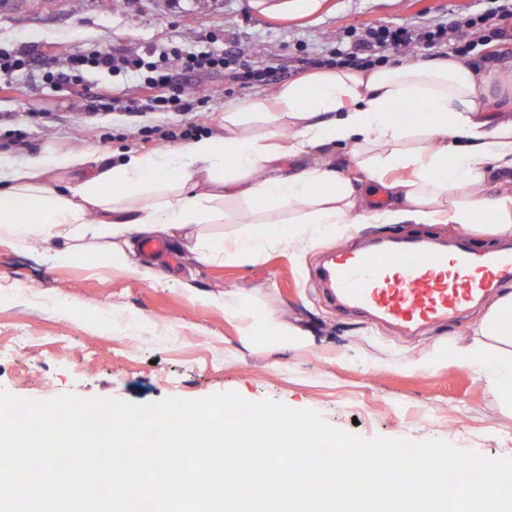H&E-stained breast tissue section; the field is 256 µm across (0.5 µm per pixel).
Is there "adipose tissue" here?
<instances>
[{
  "label": "adipose tissue",
  "mask_w": 512,
  "mask_h": 512,
  "mask_svg": "<svg viewBox=\"0 0 512 512\" xmlns=\"http://www.w3.org/2000/svg\"><path fill=\"white\" fill-rule=\"evenodd\" d=\"M493 74L456 55L437 64L336 69L314 73L224 109V134L201 136L177 149L127 153L96 167L92 151L49 150L23 161L0 152V239L39 242L64 260L79 241L106 240L119 266L150 272L133 245L140 238L181 234L186 248L212 261L226 254L255 260L280 244L332 236L349 224H452L474 235H512V192H495L496 175L512 173V118L483 120ZM278 113L284 146L244 136L242 127ZM326 144L347 148L366 174L359 191L330 163L280 175L286 154ZM90 170L89 178L52 186L54 173ZM121 188L113 196L112 188ZM381 191L388 206L368 205ZM241 197L287 208L284 225H263L228 242L205 241L193 225L225 218L224 200ZM462 365H484L490 391L512 401V291L502 292L456 345Z\"/></svg>",
  "instance_id": "1"
}]
</instances>
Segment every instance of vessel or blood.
<instances>
[{
	"mask_svg": "<svg viewBox=\"0 0 512 512\" xmlns=\"http://www.w3.org/2000/svg\"><path fill=\"white\" fill-rule=\"evenodd\" d=\"M512 279V249L478 253L420 243L336 252L322 280L339 307L371 313L408 332L464 315Z\"/></svg>",
	"mask_w": 512,
	"mask_h": 512,
	"instance_id": "b4317fda",
	"label": "vessel or blood"
}]
</instances>
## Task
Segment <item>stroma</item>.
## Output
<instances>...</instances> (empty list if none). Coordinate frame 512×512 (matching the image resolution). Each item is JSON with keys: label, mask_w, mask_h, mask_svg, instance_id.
I'll return each mask as SVG.
<instances>
[{"label": "stroma", "mask_w": 512, "mask_h": 512, "mask_svg": "<svg viewBox=\"0 0 512 512\" xmlns=\"http://www.w3.org/2000/svg\"><path fill=\"white\" fill-rule=\"evenodd\" d=\"M283 0H0V48L32 54L31 69L0 86V150L21 158L47 147L84 148L101 164L129 152L164 148L149 128L183 121L201 134L223 136L231 102L274 94L280 85L313 72L353 33L372 26L426 27L475 16L487 0H322L311 14L284 13ZM171 45L189 52L226 51L238 68L267 67L269 81L246 85L230 70L186 74L175 83L197 86L191 114L155 111L134 73H91L77 85L45 81L66 56L91 48L143 51ZM102 92L119 107L97 114L87 96ZM329 161L356 188L366 176L345 148L327 145L310 155L283 156L282 175ZM226 220L202 224L212 239L242 232L238 214L253 222L287 221L284 208L253 207L243 198L224 203ZM402 238L494 251L505 242L476 237L451 224H359L342 239L269 248L256 261L217 258L204 263L170 242L159 256L158 280L113 268L111 254L87 243L63 261L40 244L22 248L0 239V390L46 400L83 398L152 402L196 400L233 392L250 402L270 400L313 409L331 426L367 440L441 439L491 458H512V407L474 368L448 356L469 337L489 291L458 321L407 334L357 311L339 310L321 273L338 249L360 250ZM263 310L273 324L252 325ZM298 329L310 344L288 343L282 330Z\"/></svg>", "instance_id": "stroma-1"}]
</instances>
